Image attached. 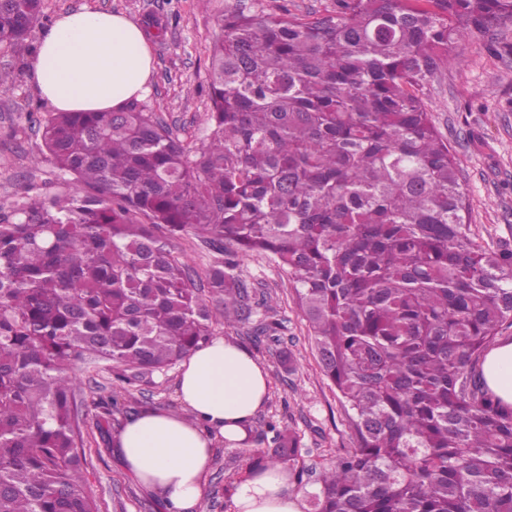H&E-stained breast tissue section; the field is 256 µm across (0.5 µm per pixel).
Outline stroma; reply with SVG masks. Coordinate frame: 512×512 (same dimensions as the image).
<instances>
[{
	"label": "stroma",
	"instance_id": "obj_1",
	"mask_svg": "<svg viewBox=\"0 0 512 512\" xmlns=\"http://www.w3.org/2000/svg\"><path fill=\"white\" fill-rule=\"evenodd\" d=\"M232 0H43L44 25L90 5L123 14L140 25L161 24L148 34L152 91L144 103L180 138L197 142L208 133V65L217 35L215 18ZM15 69L11 85L0 88V212L12 211L22 196L48 199L69 193L71 178L46 152L42 124L51 113L30 75L29 61L0 44V68ZM428 112L454 153L469 202V222L478 240L512 248V24L477 34L457 44L423 94ZM243 277L277 303L283 322L279 341L254 343L247 326H216V335L246 347L270 378L268 398L253 418L257 441L247 450L219 444L205 478L204 512H228L233 493L248 475L250 453L269 448L266 424L274 421L296 431L299 448L294 469L326 464L351 447L352 430L333 386L324 376L309 326L296 304L287 274L267 257L241 261ZM83 392L78 400L84 421L86 492L99 512H168L120 464L111 441L123 416L97 429L94 403L115 393L145 406L183 413L178 394L181 365L119 381L106 360L78 365Z\"/></svg>",
	"mask_w": 512,
	"mask_h": 512
}]
</instances>
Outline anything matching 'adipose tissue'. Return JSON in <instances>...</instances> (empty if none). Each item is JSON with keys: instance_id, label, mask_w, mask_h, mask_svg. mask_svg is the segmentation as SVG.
I'll return each instance as SVG.
<instances>
[{"instance_id": "ef3b65f1", "label": "adipose tissue", "mask_w": 512, "mask_h": 512, "mask_svg": "<svg viewBox=\"0 0 512 512\" xmlns=\"http://www.w3.org/2000/svg\"><path fill=\"white\" fill-rule=\"evenodd\" d=\"M152 58L141 26L119 13L82 7L58 16L42 34L30 69L56 112H105L150 92ZM492 392L512 404V342L489 350L482 365ZM269 375L241 346L216 336L183 364L178 396L186 415L150 410L116 436L122 463L158 494L169 512H199L216 442L244 438L264 406ZM303 494L288 473L249 475L232 496V512H301Z\"/></svg>"}]
</instances>
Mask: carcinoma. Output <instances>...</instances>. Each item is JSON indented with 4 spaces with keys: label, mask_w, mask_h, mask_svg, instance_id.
Returning a JSON list of instances; mask_svg holds the SVG:
<instances>
[{
    "label": "carcinoma",
    "mask_w": 512,
    "mask_h": 512,
    "mask_svg": "<svg viewBox=\"0 0 512 512\" xmlns=\"http://www.w3.org/2000/svg\"><path fill=\"white\" fill-rule=\"evenodd\" d=\"M258 2L216 17L201 142L134 100L45 120L74 187L0 214V512H97L75 362L161 371L220 317L280 335L241 277L252 252L294 283L354 430L335 462L288 470L312 512H512V406L482 373L512 328V249L471 233L422 99L458 42L512 23V0H336L313 18ZM42 18V0H0V43L29 51ZM189 230L217 254L215 308L171 247ZM137 406L95 403L106 423ZM267 432L254 473L298 448Z\"/></svg>",
    "instance_id": "obj_1"
}]
</instances>
